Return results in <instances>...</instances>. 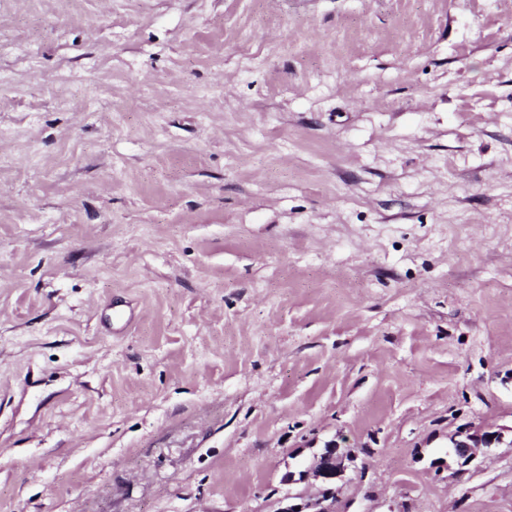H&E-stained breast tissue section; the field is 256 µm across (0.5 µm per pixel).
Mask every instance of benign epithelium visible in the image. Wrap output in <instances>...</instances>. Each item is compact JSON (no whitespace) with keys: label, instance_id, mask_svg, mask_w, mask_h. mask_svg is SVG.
<instances>
[{"label":"benign epithelium","instance_id":"1","mask_svg":"<svg viewBox=\"0 0 512 512\" xmlns=\"http://www.w3.org/2000/svg\"><path fill=\"white\" fill-rule=\"evenodd\" d=\"M504 430L491 428H462L450 436L448 455L453 459L458 471L467 472L477 460L480 448H492L503 443ZM356 455L352 452H341L339 446L329 442L314 455L312 465L298 473L285 475L284 482L288 485L302 483L314 478L321 483L320 495L311 499L301 492L287 491L280 500L276 512H335L338 483L342 481L349 467L355 462Z\"/></svg>","mask_w":512,"mask_h":512}]
</instances>
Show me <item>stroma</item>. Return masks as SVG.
<instances>
[{
    "mask_svg": "<svg viewBox=\"0 0 512 512\" xmlns=\"http://www.w3.org/2000/svg\"><path fill=\"white\" fill-rule=\"evenodd\" d=\"M133 311L111 331L108 301ZM512 0H0V512H512ZM504 430L492 428H462L450 436L448 455L453 459L459 472H467L477 460L478 448H492L503 443ZM356 455L353 452H340L336 442H329L317 454L314 455L312 465L303 471L289 472L284 477L288 485L305 482L310 477L320 481V495L311 499L302 492L287 491L280 500V507L276 512H334L337 493L340 489L338 483L343 481L349 467L355 462Z\"/></svg>",
    "mask_w": 512,
    "mask_h": 512,
    "instance_id": "1",
    "label": "stroma"
}]
</instances>
